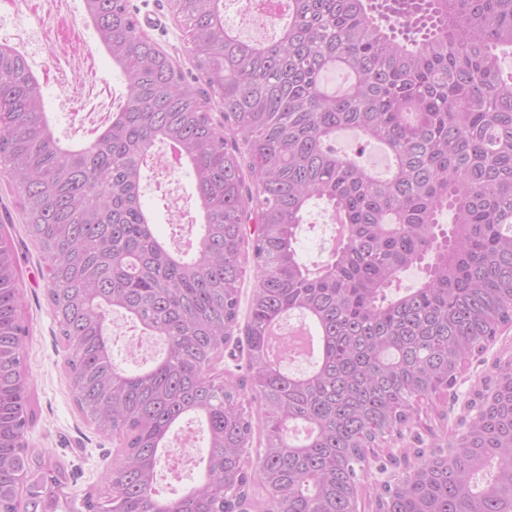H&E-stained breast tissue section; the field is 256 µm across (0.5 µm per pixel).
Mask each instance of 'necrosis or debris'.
I'll return each instance as SVG.
<instances>
[{
  "label": "necrosis or debris",
  "mask_w": 512,
  "mask_h": 512,
  "mask_svg": "<svg viewBox=\"0 0 512 512\" xmlns=\"http://www.w3.org/2000/svg\"><path fill=\"white\" fill-rule=\"evenodd\" d=\"M242 20L249 31L263 38L285 17L286 0H239ZM25 15L38 29V44L51 58L39 71L42 84L58 83L64 70L72 72L70 100L84 139L105 125L110 112L94 109L95 101L108 99L111 83L101 73L98 55L87 39L88 23L66 5V0H0V21Z\"/></svg>",
  "instance_id": "obj_1"
}]
</instances>
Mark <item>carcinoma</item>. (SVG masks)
Here are the masks:
<instances>
[{
    "label": "carcinoma",
    "mask_w": 512,
    "mask_h": 512,
    "mask_svg": "<svg viewBox=\"0 0 512 512\" xmlns=\"http://www.w3.org/2000/svg\"><path fill=\"white\" fill-rule=\"evenodd\" d=\"M83 2L126 78L125 104L92 140L65 146L37 73L0 43V164L49 261L76 405L122 447L97 497L69 496L65 470L29 453L28 326L16 256L0 241V512H228L255 483L262 512H356L368 449L512 324V73L497 53L512 48V0H288L269 42L227 27L223 0H170L229 139L130 0ZM330 70L347 75L338 92ZM345 130L386 148L388 176L336 147ZM159 143L194 176L202 224L186 254L155 236L141 202ZM315 200L348 241L309 266L296 244ZM248 247L251 410L240 385L206 373L239 326ZM414 267L422 281L393 292ZM113 312L163 341L162 356L118 368ZM291 316L318 342L300 374L265 356L268 329ZM185 419L207 434L204 471L172 499L157 465ZM464 425L447 451L386 483L377 512H512V360L473 393Z\"/></svg>",
    "instance_id": "obj_1"
}]
</instances>
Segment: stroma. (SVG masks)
<instances>
[{
  "instance_id": "obj_1",
  "label": "stroma",
  "mask_w": 512,
  "mask_h": 512,
  "mask_svg": "<svg viewBox=\"0 0 512 512\" xmlns=\"http://www.w3.org/2000/svg\"><path fill=\"white\" fill-rule=\"evenodd\" d=\"M131 6L137 17L154 15L160 18V26H146V33L187 76H195L188 33L183 21L172 12L168 0H131ZM42 92L57 135L66 142H79L67 90L51 85L43 87ZM141 194L153 215L155 235L161 240L172 241V217L163 202L193 196L194 183L189 171H182L164 193L156 191L152 180H145ZM330 218L331 213L322 202L310 205L298 243L305 263L319 261L322 239L330 232ZM0 239L7 241L17 254L18 287L22 295L20 315L29 326L25 377L34 418L26 433L28 446L66 470L69 493H102L119 442L98 435L75 405L65 364L66 350L47 304V262L26 235L23 214L12 190V179L1 168ZM499 360H512V326L506 327L486 351L464 367L456 386V397L440 396L420 401L418 411L408 425V435H391L382 441L359 489L356 512H376V495L383 482L397 478V470L385 467L388 453L404 452L408 465L412 466L416 463L417 448L429 452L446 446L447 436L461 429L460 421L466 414L467 401L481 387L483 380L493 374L494 364Z\"/></svg>"
}]
</instances>
